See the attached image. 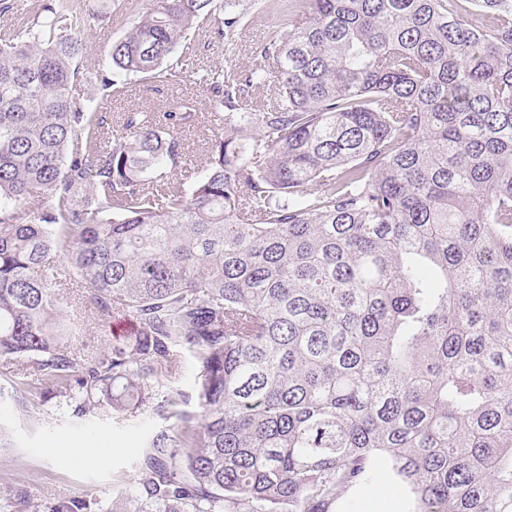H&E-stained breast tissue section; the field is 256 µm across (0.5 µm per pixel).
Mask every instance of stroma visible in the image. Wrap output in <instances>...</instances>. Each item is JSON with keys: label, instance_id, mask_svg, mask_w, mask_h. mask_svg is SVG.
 Wrapping results in <instances>:
<instances>
[{"label": "stroma", "instance_id": "stroma-1", "mask_svg": "<svg viewBox=\"0 0 512 512\" xmlns=\"http://www.w3.org/2000/svg\"><path fill=\"white\" fill-rule=\"evenodd\" d=\"M253 9L252 23L232 40L216 38L224 23L223 10L211 15L195 36V70L235 65L246 72L255 68L256 48L277 30L283 19L282 0H242ZM104 15L102 24L88 33L90 49L80 61L83 71L98 69L104 53L121 38L151 5L150 0H90ZM196 101L200 112L213 107L194 73L181 74L176 83L132 78L124 94L98 100L99 111L112 117L139 108H164L178 101ZM130 317L114 313L105 317L87 311L73 332L78 342L101 349L133 335ZM0 423L9 433L0 439V502L12 501L22 490L29 500L46 504L90 495L101 512H110L118 497H130L131 479L139 465L148 434L162 424L159 416L146 412L131 426L113 424L109 416H73L65 398L39 387L15 399L0 402ZM347 500L357 502L360 512H407L409 493L393 476L373 485L350 490Z\"/></svg>", "mask_w": 512, "mask_h": 512}]
</instances>
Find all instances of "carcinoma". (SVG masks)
Returning <instances> with one entry per match:
<instances>
[{
	"label": "carcinoma",
	"instance_id": "carcinoma-1",
	"mask_svg": "<svg viewBox=\"0 0 512 512\" xmlns=\"http://www.w3.org/2000/svg\"><path fill=\"white\" fill-rule=\"evenodd\" d=\"M217 7L250 25L152 0L87 77L96 12L0 0V358L76 417L176 419L110 512H334L380 461L411 512H512V0H288L256 68L197 75L189 189L194 105L112 140L76 87L180 75ZM64 285L134 336L82 357ZM214 130L217 132L216 127L212 126L211 123L209 121L207 122V119H205V123L203 124L179 131L181 139L188 146L195 165L200 164V159L203 158L205 147H207L206 141L209 140L208 138L211 137Z\"/></svg>",
	"mask_w": 512,
	"mask_h": 512
}]
</instances>
